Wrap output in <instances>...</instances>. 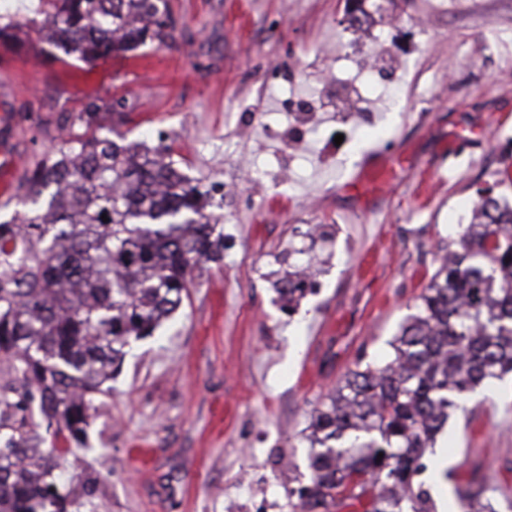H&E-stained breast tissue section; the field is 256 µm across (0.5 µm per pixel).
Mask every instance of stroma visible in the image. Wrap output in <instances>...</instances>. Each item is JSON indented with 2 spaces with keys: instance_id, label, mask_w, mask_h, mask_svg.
<instances>
[{
  "instance_id": "stroma-1",
  "label": "stroma",
  "mask_w": 512,
  "mask_h": 512,
  "mask_svg": "<svg viewBox=\"0 0 512 512\" xmlns=\"http://www.w3.org/2000/svg\"><path fill=\"white\" fill-rule=\"evenodd\" d=\"M169 3L173 41L91 68L44 53L41 0H0L25 43L0 45V155L12 162L0 185L13 198L0 218L23 211L25 168L87 102L104 129L171 148L222 205L224 261L195 270L183 307L133 343L88 449L64 468L99 474L81 512H285L287 486L309 481L312 411L361 357L387 358L479 190L512 200V0L399 2L367 93L346 60L363 48L346 0ZM313 224L333 231L290 313L274 283ZM466 406L422 480L448 512L444 471L488 474L512 512V376Z\"/></svg>"
}]
</instances>
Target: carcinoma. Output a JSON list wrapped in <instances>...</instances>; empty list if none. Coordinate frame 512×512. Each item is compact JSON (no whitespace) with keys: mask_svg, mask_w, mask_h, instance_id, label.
<instances>
[{"mask_svg":"<svg viewBox=\"0 0 512 512\" xmlns=\"http://www.w3.org/2000/svg\"><path fill=\"white\" fill-rule=\"evenodd\" d=\"M44 4L49 42L86 64L165 45L177 27L168 0ZM97 109L65 118L28 169L31 208L0 221V512H79L95 495L98 478L60 461L85 444L131 343L180 308L198 266L224 261L211 198L167 148L98 133ZM304 253L288 248L290 314L311 292ZM389 346L312 412L310 483L286 491L288 512H435L422 458L467 393L512 373L511 204L480 196ZM457 492L465 512H498L475 473Z\"/></svg>","mask_w":512,"mask_h":512,"instance_id":"carcinoma-1","label":"carcinoma"}]
</instances>
